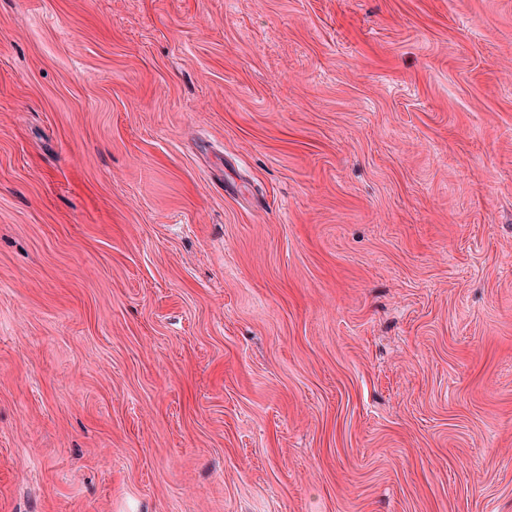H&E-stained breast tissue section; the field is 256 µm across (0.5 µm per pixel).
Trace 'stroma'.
Returning a JSON list of instances; mask_svg holds the SVG:
<instances>
[{"label":"stroma","instance_id":"35a3bbf8","mask_svg":"<svg viewBox=\"0 0 512 512\" xmlns=\"http://www.w3.org/2000/svg\"><path fill=\"white\" fill-rule=\"evenodd\" d=\"M0 512H512V0H0Z\"/></svg>","mask_w":512,"mask_h":512}]
</instances>
